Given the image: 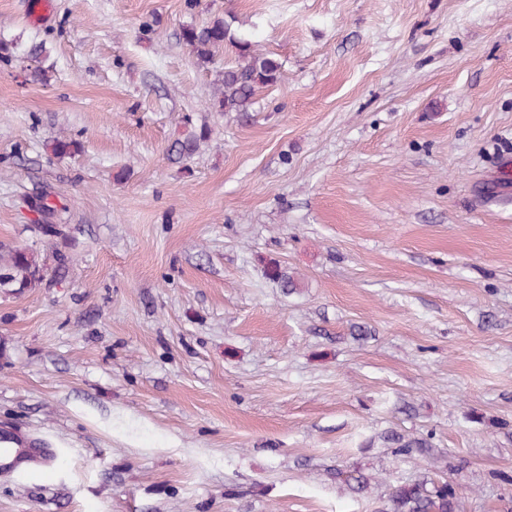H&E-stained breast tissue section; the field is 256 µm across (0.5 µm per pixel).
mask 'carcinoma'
I'll return each instance as SVG.
<instances>
[{"label": "carcinoma", "mask_w": 512, "mask_h": 512, "mask_svg": "<svg viewBox=\"0 0 512 512\" xmlns=\"http://www.w3.org/2000/svg\"><path fill=\"white\" fill-rule=\"evenodd\" d=\"M182 40L203 65H213L220 59L224 44L229 43L237 50V60L224 64L217 71L220 96L217 107L222 112H251L259 90L276 85L281 78L282 63L272 55L255 48L250 40L240 37L225 20L217 18L201 26H189L182 32ZM45 51L40 42L27 51L19 50L18 43L0 40V54H26L36 57ZM209 130L201 125L193 127L182 140L174 144L179 155L193 153L200 141L208 137ZM46 151L54 156L76 152L77 143L68 139H53L45 144ZM44 267L30 248L17 247L7 253H0V288H29L43 276ZM266 276L290 292L298 283L276 261L265 268ZM387 443L399 455L423 453L432 447L427 438L407 439L390 434ZM336 479L352 492L360 494L369 490L372 477L358 468L336 470ZM463 494L456 485L441 478L424 477L418 480L400 481L389 485L383 512H462Z\"/></svg>", "instance_id": "1"}]
</instances>
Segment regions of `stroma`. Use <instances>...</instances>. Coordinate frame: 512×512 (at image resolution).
Returning a JSON list of instances; mask_svg holds the SVG:
<instances>
[{"label": "stroma", "instance_id": "stroma-1", "mask_svg": "<svg viewBox=\"0 0 512 512\" xmlns=\"http://www.w3.org/2000/svg\"><path fill=\"white\" fill-rule=\"evenodd\" d=\"M26 2L0 38L45 42L46 79L0 59V247L70 263L0 288V432L59 451L0 476V512H382L434 474L393 431L504 512L512 0ZM217 18L283 64L246 119L180 40ZM191 123L210 138L177 156ZM387 438V439H386ZM428 438H414L405 439L404 436L397 434H390L385 437V440L392 448H395V453L399 455H409L413 453H424L427 448H432V444ZM336 480L344 483L352 492L360 494L367 492L371 487L373 478L366 475L359 468L336 469Z\"/></svg>", "mask_w": 512, "mask_h": 512}]
</instances>
